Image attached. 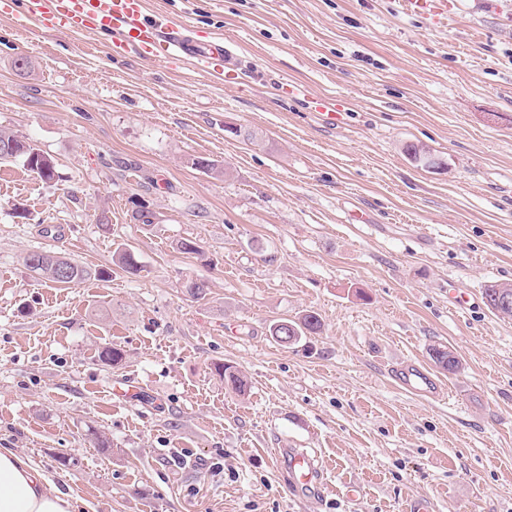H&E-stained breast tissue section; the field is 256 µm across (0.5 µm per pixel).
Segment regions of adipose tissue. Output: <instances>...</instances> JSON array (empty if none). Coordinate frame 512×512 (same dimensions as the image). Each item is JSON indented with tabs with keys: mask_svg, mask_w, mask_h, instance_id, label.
<instances>
[{
	"mask_svg": "<svg viewBox=\"0 0 512 512\" xmlns=\"http://www.w3.org/2000/svg\"><path fill=\"white\" fill-rule=\"evenodd\" d=\"M69 494L18 453L0 450V512H72Z\"/></svg>",
	"mask_w": 512,
	"mask_h": 512,
	"instance_id": "1",
	"label": "adipose tissue"
}]
</instances>
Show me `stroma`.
<instances>
[{
	"instance_id": "obj_1",
	"label": "stroma",
	"mask_w": 512,
	"mask_h": 512,
	"mask_svg": "<svg viewBox=\"0 0 512 512\" xmlns=\"http://www.w3.org/2000/svg\"><path fill=\"white\" fill-rule=\"evenodd\" d=\"M145 7L233 44V75L0 12V129L56 163L49 182L0 164V448L76 512H512V319L484 299L512 284V0H448L437 27L396 0ZM311 97L340 99L341 120ZM126 248L139 276L114 263ZM32 251L111 274L61 286ZM306 310L309 347L272 339ZM407 358L449 399L394 387ZM285 448L316 454L320 492L287 491Z\"/></svg>"
}]
</instances>
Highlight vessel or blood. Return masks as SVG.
<instances>
[{
  "instance_id": "obj_1",
  "label": "vessel or blood",
  "mask_w": 512,
  "mask_h": 512,
  "mask_svg": "<svg viewBox=\"0 0 512 512\" xmlns=\"http://www.w3.org/2000/svg\"><path fill=\"white\" fill-rule=\"evenodd\" d=\"M12 13L22 23L36 21L42 26L71 30L83 28L110 35L113 54L131 52L146 56L161 53L170 61L190 63L194 69L216 74L229 63L232 52L223 40L201 41L190 31L170 21L147 18L144 0H10ZM408 15H424L439 26L448 19L447 0H397ZM391 376L404 392L434 397L442 385L422 366L406 363L392 367ZM290 490L321 488L325 473L320 463L306 452L290 450L283 454Z\"/></svg>"
}]
</instances>
